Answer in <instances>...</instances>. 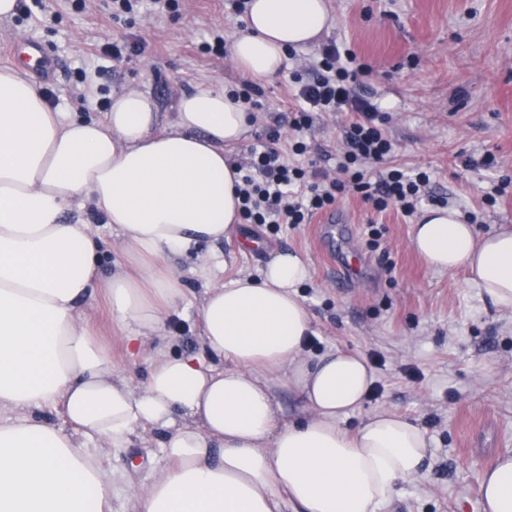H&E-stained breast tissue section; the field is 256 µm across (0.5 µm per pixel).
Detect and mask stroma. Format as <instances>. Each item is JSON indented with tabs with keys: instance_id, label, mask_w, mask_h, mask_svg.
I'll use <instances>...</instances> for the list:
<instances>
[{
	"instance_id": "35a3bbf8",
	"label": "stroma",
	"mask_w": 512,
	"mask_h": 512,
	"mask_svg": "<svg viewBox=\"0 0 512 512\" xmlns=\"http://www.w3.org/2000/svg\"><path fill=\"white\" fill-rule=\"evenodd\" d=\"M44 4L39 11L31 0H17L15 15L0 21V68L11 63L4 45L39 39L56 80L36 77L32 83L52 94L55 111L98 120L112 93L135 89L152 97L166 124L182 92L242 80L229 56L204 49L212 29L230 39L244 27L224 0H179L178 11L162 17L113 16L112 0ZM330 11L323 41L349 49L369 66L360 91L388 115L384 130L396 146L393 164L431 169L428 195L462 215H476L478 234L512 225V194L491 204L481 192L490 181L512 178V0H330ZM120 40L136 49L116 61L106 49ZM319 53L316 46L289 53L279 76L261 82L264 109L255 115L254 135L262 134L273 113L293 106L292 76L312 77ZM350 120L344 112L319 113L307 136L311 158L328 173L336 171ZM487 152L496 158L494 168L467 167V159ZM334 210L352 227L337 257L357 252L366 260L348 285L337 281L312 221L276 231L247 224L243 230L255 247L234 237L169 264L194 297L205 286L206 256L223 255L220 279L226 282L256 274L270 250L303 255L310 277L299 294L312 319L311 351L360 354L375 374L361 409L344 418L342 428L355 431L367 415L389 410L426 433L421 476L399 483L381 512H482L477 477L512 451V311L495 307L466 272L427 268L410 243L415 217L392 207L377 211L353 194ZM65 218L92 224L105 250L99 274L110 276L121 259L111 225L87 203L73 206ZM374 228L381 232L376 240ZM83 312L107 339L113 371L143 383L151 355L126 351L105 298ZM163 441V432L140 430L128 447L102 449L122 496L159 475Z\"/></svg>"
}]
</instances>
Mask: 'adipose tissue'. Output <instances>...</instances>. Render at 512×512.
I'll return each instance as SVG.
<instances>
[{
  "instance_id": "1",
  "label": "adipose tissue",
  "mask_w": 512,
  "mask_h": 512,
  "mask_svg": "<svg viewBox=\"0 0 512 512\" xmlns=\"http://www.w3.org/2000/svg\"><path fill=\"white\" fill-rule=\"evenodd\" d=\"M230 47L241 76L270 80L288 49L319 42L328 0H248ZM251 114L220 87L183 93L160 129L153 99L126 91L103 117L51 111L20 72L0 70V512H379L417 478L424 430L387 411L355 433L375 376L360 355L308 351L309 277L294 251L271 252L257 276L207 284L197 307L202 349L157 351L146 381L113 376L79 305L107 294L130 353L159 337L188 296L167 263L235 234L241 174L225 154L245 143ZM89 201L116 227L122 260L96 280L100 240L64 211ZM411 244L439 271L469 272L512 310V227L481 236L458 210L429 208ZM301 418L284 422L277 389ZM62 413L70 430L38 419ZM164 430L166 465L122 499L95 450L127 447L140 427ZM483 512H512V454L477 483Z\"/></svg>"
}]
</instances>
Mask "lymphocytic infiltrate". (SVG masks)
Returning <instances> with one entry per match:
<instances>
[{
    "label": "lymphocytic infiltrate",
    "mask_w": 512,
    "mask_h": 512,
    "mask_svg": "<svg viewBox=\"0 0 512 512\" xmlns=\"http://www.w3.org/2000/svg\"><path fill=\"white\" fill-rule=\"evenodd\" d=\"M320 56L314 80L306 82L294 76L297 105L289 111L287 122L268 125L251 148L253 171L243 176L237 188L244 220L251 224H304L349 192L376 210L394 207L412 215L430 181L429 173L386 167L393 143L383 129L385 116L354 89L366 66L356 64L352 53L333 44L323 47ZM319 112L355 115L345 134L346 149L336 164L339 176L333 180L315 165L298 162L308 151L304 136ZM285 124L294 132L286 149L280 146ZM292 154L297 157L293 163L288 160ZM373 164L380 165L378 174H371Z\"/></svg>",
    "instance_id": "f902f5d3"
}]
</instances>
